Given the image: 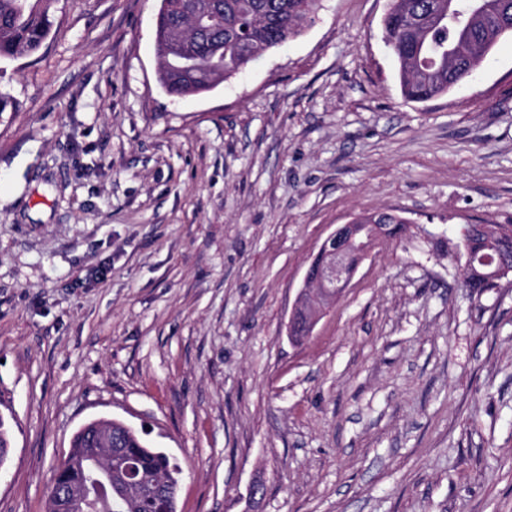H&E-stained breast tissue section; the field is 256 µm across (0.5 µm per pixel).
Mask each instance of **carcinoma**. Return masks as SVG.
Listing matches in <instances>:
<instances>
[{"instance_id":"1","label":"carcinoma","mask_w":512,"mask_h":512,"mask_svg":"<svg viewBox=\"0 0 512 512\" xmlns=\"http://www.w3.org/2000/svg\"><path fill=\"white\" fill-rule=\"evenodd\" d=\"M43 0H0V60L36 52L47 40L51 23ZM191 0H161L156 18V39L161 47V82L175 97L211 90L244 70L251 62L245 46L257 51L276 48L298 36L313 20L321 0H213L218 26H200L188 13ZM485 8L473 17L469 0H390L383 18V38L399 64L404 98L426 102L466 80L477 58L487 60L493 47L512 27V0H482ZM463 54L448 58V50ZM491 238L474 237L464 245L468 268L461 276L466 286L486 282L485 262L493 253H512V228L494 225ZM73 446L82 457L64 461L57 469L58 483L67 488L87 483L94 469L97 447L94 432L79 430ZM112 452L129 459L143 483L126 497L125 512H176L179 470L168 455L151 447L139 432L112 421ZM73 498L51 501L48 512H82Z\"/></svg>"}]
</instances>
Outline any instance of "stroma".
Here are the masks:
<instances>
[{
	"label": "stroma",
	"mask_w": 512,
	"mask_h": 512,
	"mask_svg": "<svg viewBox=\"0 0 512 512\" xmlns=\"http://www.w3.org/2000/svg\"><path fill=\"white\" fill-rule=\"evenodd\" d=\"M159 6L53 0L0 61V512H46L99 418L178 465L177 512H512V275H459L465 225H512V37L414 103L389 0H321L176 98ZM379 211L406 231L290 340L324 239Z\"/></svg>",
	"instance_id": "35a3bbf8"
}]
</instances>
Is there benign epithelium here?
<instances>
[{
    "label": "benign epithelium",
    "instance_id": "7a95c632",
    "mask_svg": "<svg viewBox=\"0 0 512 512\" xmlns=\"http://www.w3.org/2000/svg\"><path fill=\"white\" fill-rule=\"evenodd\" d=\"M393 225L374 223L340 224L324 240L304 276V288L297 296L289 326L305 320L306 335H311L325 313V305L339 300L360 263L368 258L375 245L392 238ZM114 512L124 503L121 496L112 495V472L109 467H96V479L84 486L86 500L97 499V492Z\"/></svg>",
    "mask_w": 512,
    "mask_h": 512
}]
</instances>
